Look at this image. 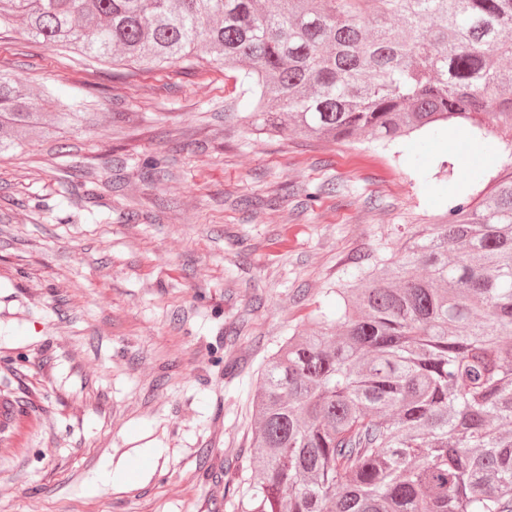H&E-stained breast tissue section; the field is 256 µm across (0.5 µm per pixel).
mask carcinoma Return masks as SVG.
Segmentation results:
<instances>
[{"label": "carcinoma", "instance_id": "obj_1", "mask_svg": "<svg viewBox=\"0 0 512 512\" xmlns=\"http://www.w3.org/2000/svg\"><path fill=\"white\" fill-rule=\"evenodd\" d=\"M49 47L212 57L258 138L393 142L482 113L512 131V0H0ZM93 123L0 69V155ZM277 343L233 512H512V176L411 233Z\"/></svg>", "mask_w": 512, "mask_h": 512}]
</instances>
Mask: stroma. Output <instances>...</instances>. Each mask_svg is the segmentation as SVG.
<instances>
[{
	"label": "stroma",
	"mask_w": 512,
	"mask_h": 512,
	"mask_svg": "<svg viewBox=\"0 0 512 512\" xmlns=\"http://www.w3.org/2000/svg\"><path fill=\"white\" fill-rule=\"evenodd\" d=\"M0 67L95 114L0 156V396L19 408L0 512H231L276 343L356 255H391L400 228L512 171V133L463 121L403 143L255 138L232 71L203 61L115 66L13 27ZM134 466L135 484L100 479Z\"/></svg>",
	"instance_id": "obj_1"
}]
</instances>
